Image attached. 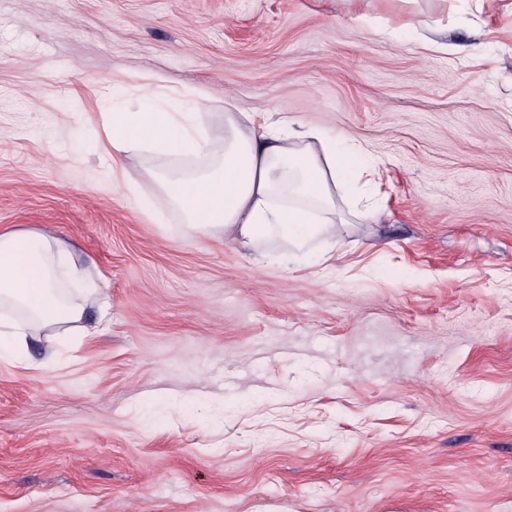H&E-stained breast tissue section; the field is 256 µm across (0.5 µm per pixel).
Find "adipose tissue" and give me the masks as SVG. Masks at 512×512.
<instances>
[{
	"label": "adipose tissue",
	"instance_id": "ef3b65f1",
	"mask_svg": "<svg viewBox=\"0 0 512 512\" xmlns=\"http://www.w3.org/2000/svg\"><path fill=\"white\" fill-rule=\"evenodd\" d=\"M108 115L104 147L124 164L152 152L172 161L158 174L154 212H180L189 232L232 237L250 246L282 239L294 248L332 234L346 218L337 192L351 193L368 167L355 143L326 131L268 121L225 105L224 116L206 121L203 97L161 96L146 90L137 107L99 99ZM57 240L43 233L0 235V298L27 317L0 316V359L27 365L26 337L33 325L81 318L82 303L64 300L49 259Z\"/></svg>",
	"mask_w": 512,
	"mask_h": 512
}]
</instances>
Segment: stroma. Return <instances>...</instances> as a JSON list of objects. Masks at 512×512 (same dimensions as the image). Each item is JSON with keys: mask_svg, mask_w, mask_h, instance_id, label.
<instances>
[{"mask_svg": "<svg viewBox=\"0 0 512 512\" xmlns=\"http://www.w3.org/2000/svg\"><path fill=\"white\" fill-rule=\"evenodd\" d=\"M147 87L352 139L376 217H149L96 106ZM38 232L112 308L0 362V512H512V0H0V234Z\"/></svg>", "mask_w": 512, "mask_h": 512, "instance_id": "35a3bbf8", "label": "stroma"}]
</instances>
